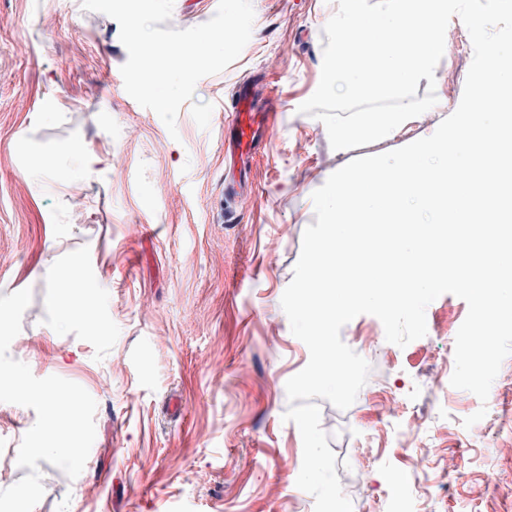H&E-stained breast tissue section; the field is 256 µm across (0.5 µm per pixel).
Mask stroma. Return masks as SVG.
<instances>
[{
  "label": "stroma",
  "mask_w": 512,
  "mask_h": 512,
  "mask_svg": "<svg viewBox=\"0 0 512 512\" xmlns=\"http://www.w3.org/2000/svg\"><path fill=\"white\" fill-rule=\"evenodd\" d=\"M251 2L242 53L196 85L214 106L209 128L185 105L173 137L125 90L114 19L82 0H0V304L12 308L0 375L37 393L21 402L0 388V498L18 512H314L296 485L302 438L283 419L309 350L281 307L316 221L312 194L355 158L433 134L473 55L450 54L434 81L419 80L418 97L431 87L438 102L410 134L335 150L298 108L319 84L337 0ZM254 76L282 88L285 110L252 191L228 202L224 105ZM74 140L107 152L97 171L58 156ZM76 257L89 287L60 279ZM63 299L84 301L89 318L60 320ZM467 312L441 295L426 336L402 348L373 315L342 328L373 367L324 428L353 512H512V356L484 403L444 367ZM58 415L70 439L49 459L31 439L59 437Z\"/></svg>",
  "instance_id": "35a3bbf8"
}]
</instances>
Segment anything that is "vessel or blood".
Masks as SVG:
<instances>
[{
  "instance_id": "vessel-or-blood-1",
  "label": "vessel or blood",
  "mask_w": 512,
  "mask_h": 512,
  "mask_svg": "<svg viewBox=\"0 0 512 512\" xmlns=\"http://www.w3.org/2000/svg\"><path fill=\"white\" fill-rule=\"evenodd\" d=\"M282 110L276 86L257 79L241 83L224 117V158L238 174V182L224 185L225 198L239 195L263 144L279 125Z\"/></svg>"
}]
</instances>
